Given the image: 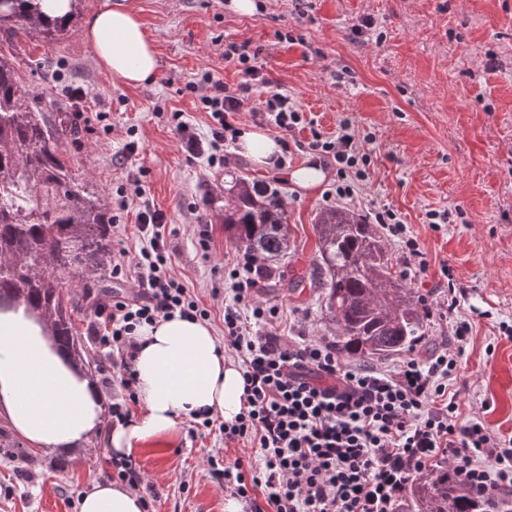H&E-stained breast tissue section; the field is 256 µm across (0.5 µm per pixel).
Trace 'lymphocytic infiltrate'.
Returning <instances> with one entry per match:
<instances>
[{"label":"lymphocytic infiltrate","instance_id":"1","mask_svg":"<svg viewBox=\"0 0 512 512\" xmlns=\"http://www.w3.org/2000/svg\"><path fill=\"white\" fill-rule=\"evenodd\" d=\"M224 59L240 72L236 88L202 69L179 89L205 112L206 131L184 121L182 112L171 114L187 159L211 168L223 167L225 147L240 134L236 113L247 106L253 89L269 83L247 45L225 44ZM257 109L281 136L309 130L296 149L336 166V186L326 201L360 207L368 223L401 243L407 268L427 270L426 255L400 214L360 199L370 158L349 119L339 120L335 133L324 134L284 92H269ZM145 176L141 167L126 170L115 191L118 211L136 205L145 244L135 253L118 246L112 277L135 279L138 289L92 303L94 322L104 328L93 342L115 369L107 378L114 390L109 415L121 425L139 401L138 327L174 315L201 321L211 316L169 272L173 251L166 218L147 199ZM263 275L257 255L244 251L212 289L224 300V351L241 366L246 406L234 422L219 424L206 416L201 424L218 427L225 444L255 448L258 457L254 464L238 460L225 467L226 491L248 502L251 512H400L417 476L444 463L480 512H512V438L478 417H464L449 390L471 333L467 321L453 320L449 341L426 356L387 366L354 363L329 337L280 334L279 306L253 300Z\"/></svg>","mask_w":512,"mask_h":512}]
</instances>
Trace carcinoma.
I'll list each match as a JSON object with an SVG mask.
<instances>
[{"mask_svg":"<svg viewBox=\"0 0 512 512\" xmlns=\"http://www.w3.org/2000/svg\"><path fill=\"white\" fill-rule=\"evenodd\" d=\"M82 0L65 17H49L40 0H8L0 10V303L23 300L54 327L75 361L86 355L74 331L58 272L90 279L112 262L104 199L92 196L64 158L66 118L47 119L33 106L38 97L14 63V41L27 30L48 42L69 33ZM234 203L224 210V230L266 260L288 248L287 216L277 190L235 178L227 188ZM326 290V314L336 324L344 355L387 356L412 347L425 334L422 298L392 272L386 240L356 213L321 211L315 224ZM420 512H473V498L445 468L415 490Z\"/></svg>","mask_w":512,"mask_h":512,"instance_id":"obj_1","label":"carcinoma"}]
</instances>
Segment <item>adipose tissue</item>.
<instances>
[{"label":"adipose tissue","instance_id":"obj_1","mask_svg":"<svg viewBox=\"0 0 512 512\" xmlns=\"http://www.w3.org/2000/svg\"><path fill=\"white\" fill-rule=\"evenodd\" d=\"M84 37L113 80L145 86L156 76V42L131 0H101ZM138 339L136 387L144 410L108 432L96 382L59 347L49 323L22 302L0 308V414L36 452H70L105 432L112 450L127 454L194 414L231 422L242 411V372L207 323L161 319L141 327ZM80 512H143V504L119 484L98 483Z\"/></svg>","mask_w":512,"mask_h":512}]
</instances>
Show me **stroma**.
<instances>
[{"mask_svg": "<svg viewBox=\"0 0 512 512\" xmlns=\"http://www.w3.org/2000/svg\"><path fill=\"white\" fill-rule=\"evenodd\" d=\"M97 3L83 0L72 31L55 43L35 33L19 38L20 75L63 109L69 106L64 86L92 88L83 112L73 113L75 132L64 144L71 170L89 193L108 201L126 166L146 169L147 196L176 230L172 271L210 310L216 338L224 336V304L212 298L211 284L222 278L239 246L214 213L225 206L224 189L234 176L279 190L288 250L276 266L285 278H305L295 290L267 284L260 299L281 304L283 325L299 318L310 336L336 333L324 319L314 230L335 168L315 190L303 191L289 175L312 157L297 150L284 167L265 172L231 147L224 150L222 168L191 164L167 120L178 110L205 129V114L177 89L205 68L236 87L239 70L224 60L225 42L234 41L257 52L266 77L324 132L335 131L346 116L365 136L371 164L362 196L396 210L429 261L426 272L408 273L401 250L389 247L394 273L426 301V334L415 352L424 354L449 336L441 284V266L449 264L465 290L461 313L472 326L454 382L461 409L512 434V339L504 333L512 327V0H260L250 16L228 9L227 0H132L159 56L158 73L145 87L114 82L95 65L83 30ZM90 112L108 113L111 132L86 122ZM131 128L139 147L130 156L125 145ZM191 201L210 225L206 252L195 225L184 221ZM431 209L453 212L452 223L438 229L427 224ZM133 287L108 273L67 279L64 297L81 338L89 336L91 296ZM0 448L26 458L33 472L25 479L15 462L0 459V512H79L82 497L105 481L112 455L99 439L72 459L34 455L1 417ZM252 454L243 445H225L219 430L185 419L171 435L140 444L130 458L155 487V512H224V480L208 461L225 467Z\"/></svg>", "mask_w": 512, "mask_h": 512, "instance_id": "stroma-1", "label": "stroma"}]
</instances>
